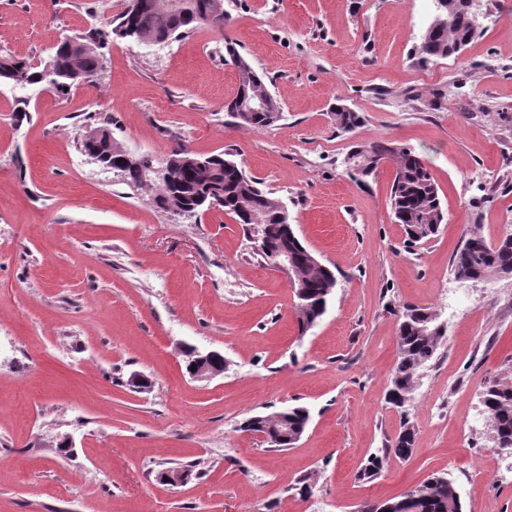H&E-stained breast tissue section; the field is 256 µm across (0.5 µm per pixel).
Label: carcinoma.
I'll list each match as a JSON object with an SVG mask.
<instances>
[{
  "label": "carcinoma",
  "mask_w": 512,
  "mask_h": 512,
  "mask_svg": "<svg viewBox=\"0 0 512 512\" xmlns=\"http://www.w3.org/2000/svg\"><path fill=\"white\" fill-rule=\"evenodd\" d=\"M187 6L177 8L173 0H128L126 8L110 22V30L97 35L72 36L56 46L49 59L40 64L14 55H0V84H44L58 94L64 88L77 85L76 75H92L104 59V49L112 39L133 43L152 40L170 41L185 36L197 28L208 25L224 31L222 0H186ZM472 38L469 15L461 13L453 26L440 20L430 32H425L415 54L424 63L448 58V45L456 40ZM238 72V90L251 94L268 90L259 75L232 46H227ZM228 115L238 126L267 127L281 117V107L270 98L266 109L239 115L236 108L227 106ZM336 127L349 132L361 122V116L342 104L333 109ZM97 134L96 144L103 159L102 165L112 163L110 143L112 132L105 126L95 127L90 134ZM233 153L225 152L204 158V164L188 167L170 179H156L154 203L165 211L167 206H193L195 210L218 205L224 212L240 214L258 211L264 215L261 235L275 249H286L296 255L300 279L294 285L297 299V325L299 334H306L326 313L327 301L336 286V278L321 265L311 262V256L298 249L285 236V219L281 214L280 200L259 187V182L248 176L232 159ZM365 162L362 175L368 176L378 166L391 160L395 164L391 206L397 223L404 225L407 244L415 246L434 237L445 221L437 186L423 159L411 148L386 141H375L358 147L351 153ZM144 159H133L124 165L123 182L133 188H142ZM454 277L465 280L474 276L512 277V233L491 244L473 231L451 258ZM431 309L408 307L403 312L396 330L397 360L391 375L390 392L395 395L391 404L401 408V401L413 396L412 389L420 371L433 359L445 332L436 329L430 317ZM483 404L488 419L499 434V447L512 450V384L494 383L483 393ZM288 431L295 432L307 426L310 411L305 406L283 408ZM415 432L404 420L400 431L383 453L391 452L400 459L409 458L414 451ZM383 457L370 455L360 467L357 477L364 481L376 477L382 467ZM405 494L420 500V512H463L460 494L445 474H434L423 483L409 488Z\"/></svg>",
  "instance_id": "1"
}]
</instances>
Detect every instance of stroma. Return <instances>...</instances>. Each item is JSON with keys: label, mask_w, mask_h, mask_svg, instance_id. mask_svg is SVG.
Instances as JSON below:
<instances>
[{"label": "stroma", "mask_w": 512, "mask_h": 512, "mask_svg": "<svg viewBox=\"0 0 512 512\" xmlns=\"http://www.w3.org/2000/svg\"><path fill=\"white\" fill-rule=\"evenodd\" d=\"M126 0H0V48L47 60L57 41L108 29ZM223 30L165 44L112 41L98 87L65 96L0 85V512H358L433 473L465 512H512V452L496 448L486 386L512 380V277L456 280L470 231L512 232V0H482L461 55L415 54L434 0H224ZM232 43L283 115L236 127ZM25 113H17L18 104ZM344 104L361 123L338 131ZM116 147L163 163L177 144L233 151L280 199L337 286L299 335L283 274L254 252L255 225L223 208L158 209L80 149L90 125ZM376 140L426 162L446 212L414 248L393 220L394 165L353 178V147ZM445 324L406 410L387 400L405 307ZM224 355L208 381L183 346ZM139 373L149 391L132 388ZM308 407L296 446L272 450L248 417ZM415 450L387 456L398 433ZM191 466L187 483L159 471ZM308 477L310 492L293 486ZM415 445V432L413 427L409 424V420H403L400 431L394 440L390 442L387 448L382 449L383 455H370L366 462L360 467L357 477L359 480H368L375 478L382 467L383 457L388 452H392L400 459L409 458L414 451Z\"/></svg>", "instance_id": "1"}]
</instances>
